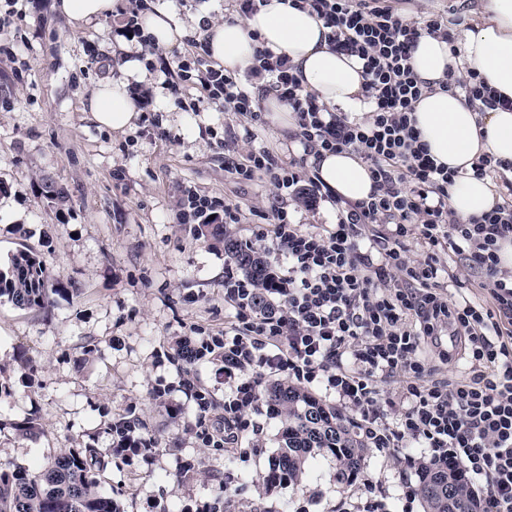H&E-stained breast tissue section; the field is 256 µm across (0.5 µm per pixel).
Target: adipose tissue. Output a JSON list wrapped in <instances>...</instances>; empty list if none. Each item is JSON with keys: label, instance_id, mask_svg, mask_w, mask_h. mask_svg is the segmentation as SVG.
<instances>
[{"label": "adipose tissue", "instance_id": "ef3b65f1", "mask_svg": "<svg viewBox=\"0 0 512 512\" xmlns=\"http://www.w3.org/2000/svg\"><path fill=\"white\" fill-rule=\"evenodd\" d=\"M114 0H54L53 9L77 28L111 14ZM471 29L459 38V54L432 35L419 38L411 63L427 89L414 105L412 124L420 142L436 164L461 172L450 189L449 206L466 219L490 212L499 201L491 180L471 177L473 161L483 154L512 162V109L495 107L477 112L460 93L445 89L448 78L458 77L463 66L476 68L488 88L512 100V0H477ZM206 44L210 57L228 73H244L254 63L257 46L288 56L309 92L329 107L363 116L370 106L363 97L365 81L358 57L333 51L326 30L309 11L291 7L288 0H266L254 14L235 23L195 21L193 28L173 22L163 10L147 16L144 36L172 47L188 34ZM125 80L99 83L89 100V111L100 126L115 132L131 128L138 110L130 99V82L143 83V61L124 64ZM321 180L343 200L367 199L373 181L368 165L353 152L327 153L318 160Z\"/></svg>", "mask_w": 512, "mask_h": 512}]
</instances>
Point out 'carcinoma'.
<instances>
[{"label": "carcinoma", "mask_w": 512, "mask_h": 512, "mask_svg": "<svg viewBox=\"0 0 512 512\" xmlns=\"http://www.w3.org/2000/svg\"><path fill=\"white\" fill-rule=\"evenodd\" d=\"M40 194L58 206L67 203L64 188L51 179L42 180ZM193 233L224 244L236 269L263 282L266 267L262 256L236 239L224 238V224H195ZM49 281L44 262L33 251L21 250L11 257L6 269H0V299L21 309H44L49 304ZM267 394L283 417L274 465L278 479H298L307 459L321 454L336 458L342 474L359 471L365 446L355 422L336 407L282 382L269 384ZM111 462L112 449L87 446L57 456L38 471L0 466V512H119L115 499L98 479ZM443 478L450 483H442ZM419 491L425 512H448L450 497L460 512H467L472 499L462 473L449 465L424 470Z\"/></svg>", "instance_id": "1"}]
</instances>
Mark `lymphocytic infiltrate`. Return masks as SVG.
Listing matches in <instances>:
<instances>
[{
	"mask_svg": "<svg viewBox=\"0 0 512 512\" xmlns=\"http://www.w3.org/2000/svg\"><path fill=\"white\" fill-rule=\"evenodd\" d=\"M289 3L323 23L332 50L361 60L366 117L302 93L288 57L261 46L243 79L199 52L168 59L142 37L148 0L116 7V35L140 39L142 55L156 57L172 93L200 86L207 102L242 121L250 140L263 121L262 99L276 96L291 107L302 148L285 161L253 147L229 162L239 178L272 189L263 218L272 226L275 257L262 310L255 282L224 268V300L234 316L223 336L200 348L224 354V429L203 441L234 451L269 378L321 383L359 415L368 447L384 454L420 449L421 468L457 465L483 512H512V271L499 257L501 243L512 242V199L479 217L454 216L449 189L458 174L435 164L411 123L424 91L411 50L425 33L449 39L448 27L432 14L405 17L386 0ZM342 151L368 164V199L341 201L309 162ZM292 200L311 209L329 203L337 221L304 229L288 210ZM179 207L186 224L219 214L225 223L238 221L237 206L192 189ZM462 266L478 275L480 295L466 293ZM446 334L458 337L470 377L435 378L424 352Z\"/></svg>",
	"mask_w": 512,
	"mask_h": 512,
	"instance_id": "1",
	"label": "lymphocytic infiltrate"
}]
</instances>
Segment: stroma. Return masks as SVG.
<instances>
[{"label":"stroma","instance_id":"stroma-1","mask_svg":"<svg viewBox=\"0 0 512 512\" xmlns=\"http://www.w3.org/2000/svg\"><path fill=\"white\" fill-rule=\"evenodd\" d=\"M178 24L195 16L220 22L230 0H155ZM409 17L442 16L452 35L473 24L468 0H390ZM52 0H17L0 30V268L19 250L39 254L61 285L43 309L0 302V464L31 471L72 448H108L106 424L138 417L155 441L149 461L116 459L102 474L120 512H336L344 487L336 460H308L301 481L271 491L263 483L278 454L281 418L258 416L259 434L241 449L204 445L224 428V365L174 361V343L199 345L224 333L233 314L224 301L223 247L197 239L180 221L185 187L239 207L227 235L245 241L262 227L271 188L225 172L229 149H245L238 119L202 103L200 88L174 98L152 71L155 111L164 128L144 121L116 134L86 110L103 80L125 77L111 18L74 29ZM98 63H90V52ZM64 187L59 208L39 192L43 178ZM191 378L211 406L199 413L180 382ZM35 418L38 430L15 429ZM358 481L381 480L390 512H424L407 500L418 485L403 453L367 449Z\"/></svg>","mask_w":512,"mask_h":512}]
</instances>
